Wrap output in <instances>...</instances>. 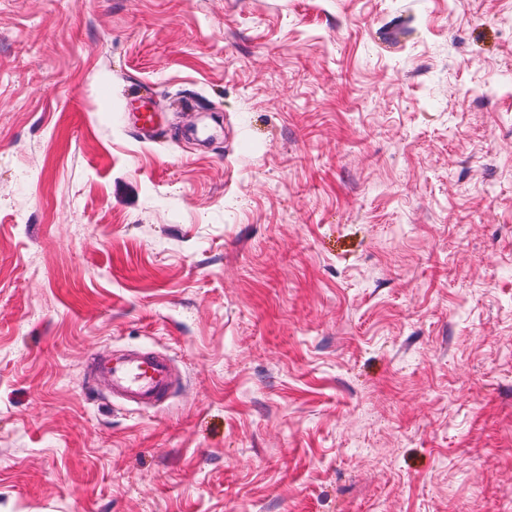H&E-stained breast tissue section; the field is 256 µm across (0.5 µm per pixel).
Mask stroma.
<instances>
[{
  "label": "stroma",
  "instance_id": "1",
  "mask_svg": "<svg viewBox=\"0 0 512 512\" xmlns=\"http://www.w3.org/2000/svg\"><path fill=\"white\" fill-rule=\"evenodd\" d=\"M0 512H512V0H0ZM142 97L139 91H134L128 98V101L132 100V108L125 113V118L136 133L148 138L164 122L165 115L163 112H156L152 104L141 99ZM90 377L110 396L142 408L160 407L176 383L171 360L157 352H130L120 359L102 353L94 358Z\"/></svg>",
  "mask_w": 512,
  "mask_h": 512
}]
</instances>
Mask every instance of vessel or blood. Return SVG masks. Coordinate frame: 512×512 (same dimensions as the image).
Listing matches in <instances>:
<instances>
[{
  "label": "vessel or blood",
  "instance_id": "vessel-or-blood-1",
  "mask_svg": "<svg viewBox=\"0 0 512 512\" xmlns=\"http://www.w3.org/2000/svg\"><path fill=\"white\" fill-rule=\"evenodd\" d=\"M131 100L132 108L125 115L128 124L142 137H150L164 122V113L143 100L140 92H133ZM90 377L110 396L142 408L161 406L176 383L171 360L157 352L136 351L119 359L100 354L91 364Z\"/></svg>",
  "mask_w": 512,
  "mask_h": 512
}]
</instances>
